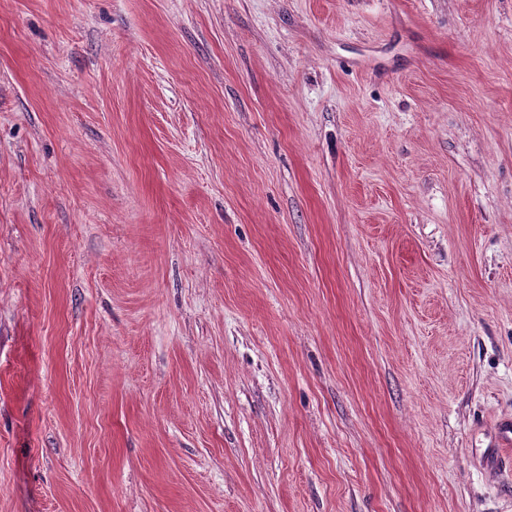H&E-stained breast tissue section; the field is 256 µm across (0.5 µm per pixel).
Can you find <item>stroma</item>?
Wrapping results in <instances>:
<instances>
[{
	"mask_svg": "<svg viewBox=\"0 0 512 512\" xmlns=\"http://www.w3.org/2000/svg\"><path fill=\"white\" fill-rule=\"evenodd\" d=\"M512 0H0V512H512Z\"/></svg>",
	"mask_w": 512,
	"mask_h": 512,
	"instance_id": "stroma-1",
	"label": "stroma"
}]
</instances>
